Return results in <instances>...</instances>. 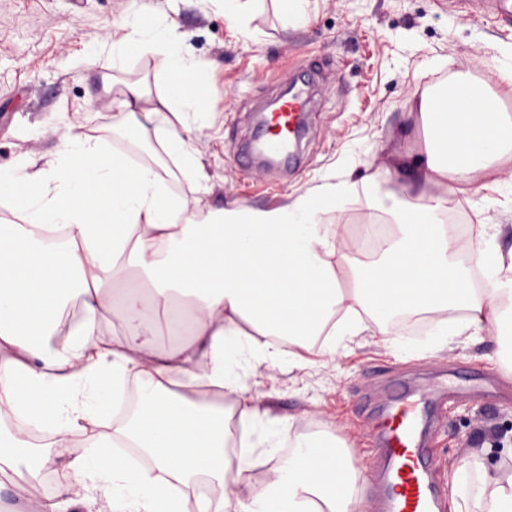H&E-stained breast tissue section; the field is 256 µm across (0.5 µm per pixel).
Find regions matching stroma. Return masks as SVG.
I'll list each match as a JSON object with an SVG mask.
<instances>
[{"label":"stroma","mask_w":512,"mask_h":512,"mask_svg":"<svg viewBox=\"0 0 512 512\" xmlns=\"http://www.w3.org/2000/svg\"><path fill=\"white\" fill-rule=\"evenodd\" d=\"M494 0H310L306 20L291 23L278 0H257L231 36L224 0H0V166L53 148L67 115L81 111L85 131L112 122L110 89L159 90L150 65L111 64L112 32L127 18L170 15L188 55L205 65L192 75L208 118L197 143L214 174L210 202L256 207L284 203L297 189L344 177L385 183L395 160L414 147L405 114L454 77L512 70V25L496 21ZM305 68L321 86L296 165L269 173L243 158L248 114L274 97L285 74ZM483 203L451 201L470 225L506 222L512 198L485 191ZM487 339L436 356L408 354L363 337L334 358L305 354L260 371L253 393L289 417L291 432L331 429L363 468L376 457L380 408L403 382L412 400L447 385L428 438L433 479L448 492L452 464L475 450L493 459L512 448V379L494 363Z\"/></svg>","instance_id":"1"}]
</instances>
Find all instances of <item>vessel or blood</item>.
<instances>
[{"mask_svg":"<svg viewBox=\"0 0 512 512\" xmlns=\"http://www.w3.org/2000/svg\"><path fill=\"white\" fill-rule=\"evenodd\" d=\"M289 91L277 106L266 112L262 134L253 145L256 154L277 164H289V142L299 135L297 118L310 103V83L304 76L289 75ZM425 413L417 407L400 405L387 414L385 446L371 469L372 479L386 487L376 512H441L442 504L432 479L433 461L424 446L422 421Z\"/></svg>","mask_w":512,"mask_h":512,"instance_id":"b4317fda","label":"vessel or blood"}]
</instances>
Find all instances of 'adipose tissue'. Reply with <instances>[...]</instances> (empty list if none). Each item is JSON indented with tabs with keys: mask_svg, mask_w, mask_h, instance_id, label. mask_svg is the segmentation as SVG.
<instances>
[{
	"mask_svg": "<svg viewBox=\"0 0 512 512\" xmlns=\"http://www.w3.org/2000/svg\"><path fill=\"white\" fill-rule=\"evenodd\" d=\"M119 42L165 92L127 88L112 99L111 133H83L75 117L53 150L0 168V203L21 217L0 226V458L38 475L62 449L64 480L34 512H358L340 440L287 435L247 381L299 351L332 357L420 318L404 351L437 355L486 334L512 356V248L491 224L454 251L448 206L452 194L512 189V117L444 84L408 114L422 144L388 173L413 170L401 191L345 178L277 207L211 206L194 147L201 102L183 80L202 63L161 14L127 22ZM146 140L170 166L146 157ZM355 206L369 223H331ZM350 244L364 257L353 269L338 260ZM72 292L73 321L62 313ZM199 387L224 407L199 401ZM37 447L46 455L33 458ZM280 448L270 479L238 497L255 450ZM448 485L468 512H512V454L492 467L471 452Z\"/></svg>",
	"mask_w": 512,
	"mask_h": 512,
	"instance_id": "1",
	"label": "adipose tissue"
}]
</instances>
